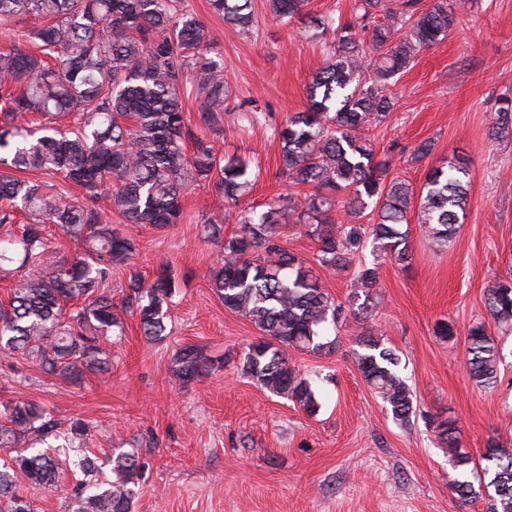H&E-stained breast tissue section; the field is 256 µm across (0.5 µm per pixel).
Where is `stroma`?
<instances>
[{"mask_svg":"<svg viewBox=\"0 0 512 512\" xmlns=\"http://www.w3.org/2000/svg\"><path fill=\"white\" fill-rule=\"evenodd\" d=\"M183 4L224 58L230 104L272 117L248 125L231 111L223 132L209 135L218 155L252 161L256 181L241 204L264 207L287 187L272 126L305 110L308 85L324 62V39L309 19L349 16L355 0H307L288 27L256 0L246 34L225 25L209 0ZM391 89L396 105L371 131L376 149L434 144L418 162L395 156L392 176L418 188L431 167L461 159L471 180L469 205L445 247L429 243L411 222L408 265L365 250L362 263L378 268L370 317L346 312L332 351H290L296 369L318 378V413L261 390L240 369L259 332L225 308L208 278L223 239L239 229L229 219L220 239L204 237V218L220 201L208 183L191 186L181 221L161 229L125 223L108 201L97 203L136 245L130 266L112 270L113 299L121 298L131 271L150 279L170 265L176 291L166 336L146 341L136 318L125 317L123 335L111 337V374L80 384L44 376L30 362L0 364V401H37L65 428L73 418L85 420L99 459L116 448L137 451L143 468L133 512H488L487 496L463 504L449 491L455 459L436 426L454 421L476 463L488 439L512 448V328L489 322L484 306L489 284L512 276V140L488 135L499 99L512 98V0H473L459 28L421 50ZM441 321L453 325L452 337L438 336ZM479 321L503 354L499 380L488 389L466 371L467 332ZM364 326L402 359L417 404L411 427L393 421L354 363ZM186 345L214 360L212 375L187 383L175 375L172 359Z\"/></svg>","mask_w":512,"mask_h":512,"instance_id":"stroma-1","label":"stroma"}]
</instances>
